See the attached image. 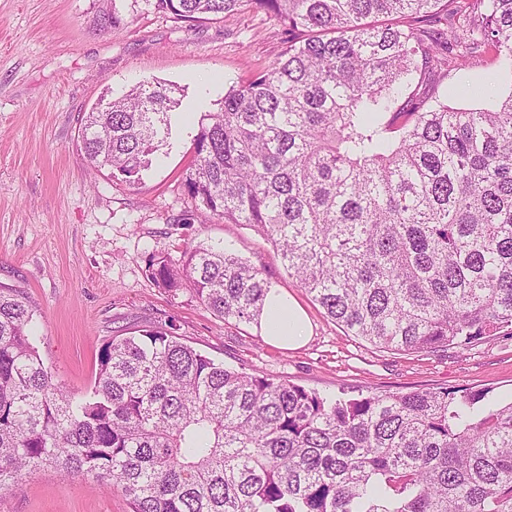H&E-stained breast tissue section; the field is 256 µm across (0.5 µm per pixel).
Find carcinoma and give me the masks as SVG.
Here are the masks:
<instances>
[{"label":"carcinoma","mask_w":512,"mask_h":512,"mask_svg":"<svg viewBox=\"0 0 512 512\" xmlns=\"http://www.w3.org/2000/svg\"><path fill=\"white\" fill-rule=\"evenodd\" d=\"M176 22L246 5L288 28L265 71L201 114L195 207L255 229L325 315L378 348L437 351L512 328V92L490 107L404 96L472 46L512 79V0H147ZM455 15L456 27L420 34ZM179 89L137 84L86 113L93 169L134 184ZM147 276L260 323L271 282L220 244ZM33 310L0 286V490L53 467L133 512H512V401L446 388L330 398L217 363L172 332L115 338L91 391L60 389Z\"/></svg>","instance_id":"1"}]
</instances>
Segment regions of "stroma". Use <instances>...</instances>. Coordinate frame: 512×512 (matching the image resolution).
<instances>
[{
	"mask_svg": "<svg viewBox=\"0 0 512 512\" xmlns=\"http://www.w3.org/2000/svg\"><path fill=\"white\" fill-rule=\"evenodd\" d=\"M111 4L118 22L95 19ZM287 28L263 11L176 23L146 0H0V285L32 305L39 354L64 390L85 395L99 357L115 337L174 324L182 342L226 365L323 395L409 392L445 387L491 390L512 400V337L465 348L398 352L370 345L331 321L289 278L277 252L246 226L195 208L184 185L202 113L225 90L253 78L280 56ZM496 53L480 49L467 80L430 73L410 91L457 107L465 84H486ZM183 90L162 156L129 184L109 169L91 171L79 126L100 99L138 83ZM488 97L512 83L486 84ZM230 243L273 287L304 309L308 337L295 349L265 340L255 325L215 316L190 290L170 298L147 277L150 257L180 260L197 244ZM0 512H131L119 489L41 467L0 491Z\"/></svg>",
	"mask_w": 512,
	"mask_h": 512,
	"instance_id": "35a3bbf8",
	"label": "stroma"
}]
</instances>
